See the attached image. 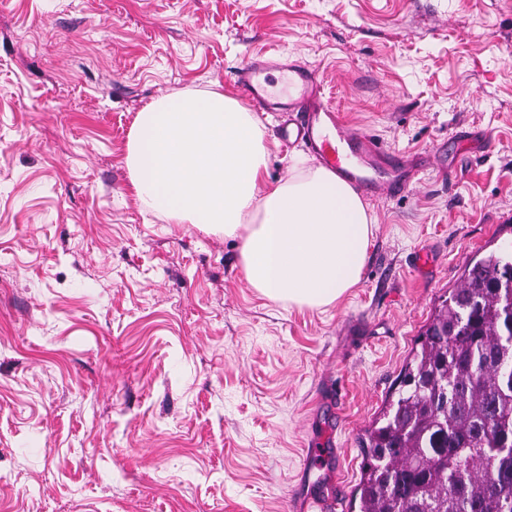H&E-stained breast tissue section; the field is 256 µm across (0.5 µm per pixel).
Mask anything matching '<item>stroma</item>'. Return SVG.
I'll return each instance as SVG.
<instances>
[{"label":"stroma","mask_w":512,"mask_h":512,"mask_svg":"<svg viewBox=\"0 0 512 512\" xmlns=\"http://www.w3.org/2000/svg\"><path fill=\"white\" fill-rule=\"evenodd\" d=\"M272 54L416 170L319 309L141 207L124 163L149 102L241 95ZM259 119L268 181L316 164ZM510 243L512 0H0V512H350L417 337Z\"/></svg>","instance_id":"35a3bbf8"}]
</instances>
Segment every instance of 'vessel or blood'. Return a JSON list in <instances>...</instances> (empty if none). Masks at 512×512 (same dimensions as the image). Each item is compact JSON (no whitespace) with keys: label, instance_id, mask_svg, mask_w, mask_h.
<instances>
[{"label":"vessel or blood","instance_id":"obj_1","mask_svg":"<svg viewBox=\"0 0 512 512\" xmlns=\"http://www.w3.org/2000/svg\"><path fill=\"white\" fill-rule=\"evenodd\" d=\"M276 66L272 58L257 57L237 71L234 80L255 105L268 111L295 113L294 123L280 128L283 141L303 140L323 166L370 195L405 191L409 178L404 157L374 137L348 128L324 96L313 69L295 63L287 65L288 97H272L268 73Z\"/></svg>","mask_w":512,"mask_h":512}]
</instances>
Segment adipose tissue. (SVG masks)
Returning a JSON list of instances; mask_svg holds the SVG:
<instances>
[{
  "label": "adipose tissue",
  "instance_id": "1",
  "mask_svg": "<svg viewBox=\"0 0 512 512\" xmlns=\"http://www.w3.org/2000/svg\"><path fill=\"white\" fill-rule=\"evenodd\" d=\"M124 162L147 209L240 239L242 267L263 297L321 308L360 282L373 224L367 204L321 166L269 185L263 126L234 95L154 99L136 114Z\"/></svg>",
  "mask_w": 512,
  "mask_h": 512
}]
</instances>
